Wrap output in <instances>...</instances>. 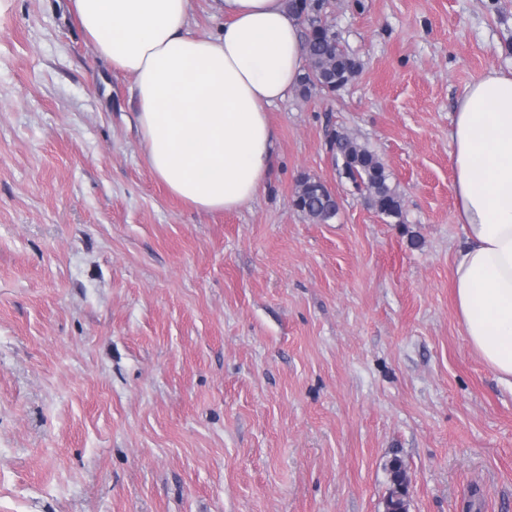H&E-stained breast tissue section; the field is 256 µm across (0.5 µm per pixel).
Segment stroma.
I'll use <instances>...</instances> for the list:
<instances>
[{
  "label": "stroma",
  "mask_w": 512,
  "mask_h": 512,
  "mask_svg": "<svg viewBox=\"0 0 512 512\" xmlns=\"http://www.w3.org/2000/svg\"><path fill=\"white\" fill-rule=\"evenodd\" d=\"M360 71L293 89L256 199L145 165L131 80L69 0H0V512H512V386L459 323L449 132L512 70V0H327ZM340 131L403 221L340 178ZM328 184L325 224L293 204ZM331 148L339 174L363 195L370 208L402 223V199L389 185L390 174L379 156L340 132L334 133Z\"/></svg>",
  "instance_id": "35a3bbf8"
}]
</instances>
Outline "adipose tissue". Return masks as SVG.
<instances>
[{"label": "adipose tissue", "mask_w": 512, "mask_h": 512, "mask_svg": "<svg viewBox=\"0 0 512 512\" xmlns=\"http://www.w3.org/2000/svg\"><path fill=\"white\" fill-rule=\"evenodd\" d=\"M219 35L188 29L191 0H71L95 54L131 77L144 162L203 213L233 211L262 189L275 155L269 106L304 65L301 20L285 0H212ZM464 241L453 256L459 322L512 384V71L469 85L451 129Z\"/></svg>", "instance_id": "1"}]
</instances>
